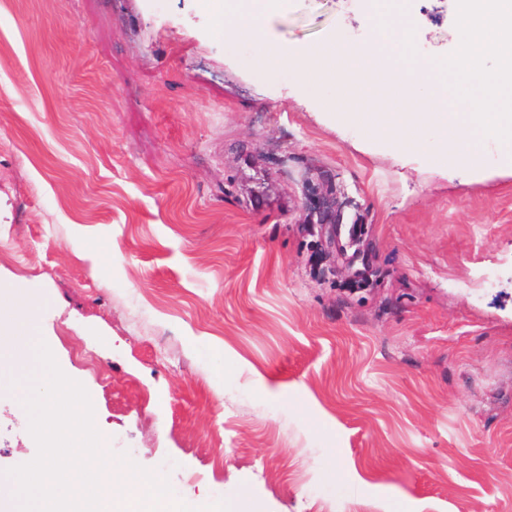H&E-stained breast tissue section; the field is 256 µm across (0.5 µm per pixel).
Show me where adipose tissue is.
<instances>
[{
	"label": "adipose tissue",
	"instance_id": "obj_1",
	"mask_svg": "<svg viewBox=\"0 0 512 512\" xmlns=\"http://www.w3.org/2000/svg\"><path fill=\"white\" fill-rule=\"evenodd\" d=\"M37 308L36 297L21 284L15 285L5 301H0V351H11L22 360L27 358V338Z\"/></svg>",
	"mask_w": 512,
	"mask_h": 512
}]
</instances>
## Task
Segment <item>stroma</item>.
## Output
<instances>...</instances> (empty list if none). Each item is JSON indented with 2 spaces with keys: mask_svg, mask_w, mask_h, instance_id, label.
<instances>
[{
  "mask_svg": "<svg viewBox=\"0 0 512 512\" xmlns=\"http://www.w3.org/2000/svg\"><path fill=\"white\" fill-rule=\"evenodd\" d=\"M368 0H287L296 55L370 39ZM454 0H409L415 59ZM198 0H0V281L93 398L109 451L203 507L512 512V165L371 138L249 65ZM373 283L308 222L326 185ZM103 247L98 263L88 244ZM0 359V486L37 454ZM18 386H10V379Z\"/></svg>",
  "mask_w": 512,
  "mask_h": 512,
  "instance_id": "obj_1",
  "label": "stroma"
}]
</instances>
